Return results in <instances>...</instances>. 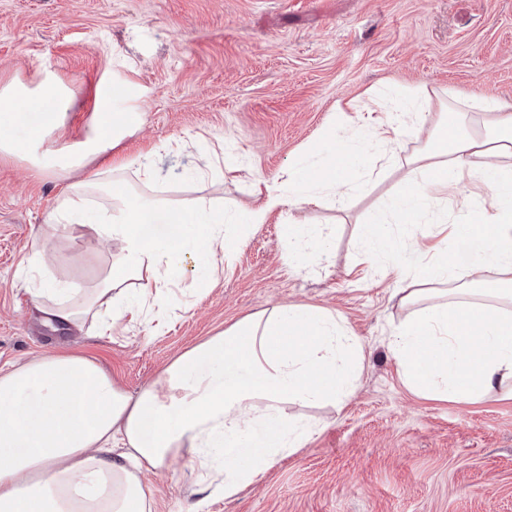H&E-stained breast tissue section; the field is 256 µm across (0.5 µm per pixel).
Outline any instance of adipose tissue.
<instances>
[{
    "label": "adipose tissue",
    "instance_id": "ef3b65f1",
    "mask_svg": "<svg viewBox=\"0 0 512 512\" xmlns=\"http://www.w3.org/2000/svg\"><path fill=\"white\" fill-rule=\"evenodd\" d=\"M394 97L405 122H380L367 140L325 127L285 181L227 211L154 195L161 176L151 153L108 162L141 115L121 108L122 85H99L87 137L56 167L67 174L89 157L103 164L66 186L47 224L52 234L90 233L117 248L85 288L53 276L75 254L32 249L23 286L34 308L46 324L81 327L89 336H122L138 324L161 328L173 284L188 278L202 286L222 275L238 248V227L267 223L292 201L317 204L356 190L371 143L391 146L423 133V150L399 167L400 194L357 237L369 258L401 252L416 270L399 298L413 315L391 350L406 385L427 398L476 402L512 387V112L478 98L486 115L479 122L454 109L434 113L417 86L396 87ZM71 101V90L50 75L32 89L17 80L1 85L0 153L42 168L40 149ZM128 170L137 185L124 179ZM466 175L484 194L447 220L448 196ZM431 207L441 214L437 232L467 244L466 265L446 249L423 247L417 226ZM283 238L295 268L332 248L317 226L292 220ZM363 360L340 316L282 304L187 349L134 396L80 353L0 369V512H155L150 477L175 462L188 472L192 512H204L211 498L236 496L302 448L317 426L290 408L343 407Z\"/></svg>",
    "mask_w": 512,
    "mask_h": 512
}]
</instances>
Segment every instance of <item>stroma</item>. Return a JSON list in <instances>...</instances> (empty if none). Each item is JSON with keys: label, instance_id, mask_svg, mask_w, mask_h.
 Instances as JSON below:
<instances>
[{"label": "stroma", "instance_id": "obj_1", "mask_svg": "<svg viewBox=\"0 0 512 512\" xmlns=\"http://www.w3.org/2000/svg\"><path fill=\"white\" fill-rule=\"evenodd\" d=\"M53 74L74 91L55 157L82 140L98 85H124L142 121L118 155L152 153L161 194L205 197L231 209L254 186L286 177L329 123L360 128L384 116L386 90L425 87L512 107V0H0V84L34 86ZM215 177L191 184L198 140ZM422 147L402 137L374 149L364 186L294 218L330 235L333 248L304 268L287 266L283 223L241 227L224 276L187 295L158 334L88 336L42 324L16 271L32 244L77 252L58 277L92 284L108 244L44 236L66 185L0 154V368L61 349L97 359L128 393L154 381L180 353L242 317L283 302L339 314L364 349L363 372L339 409L313 410L317 432L235 498L206 512H512V399H426L410 391L388 342L410 315L393 293L404 265L367 262L353 241L386 210L398 167ZM157 512H188L180 468L157 478Z\"/></svg>", "mask_w": 512, "mask_h": 512}]
</instances>
